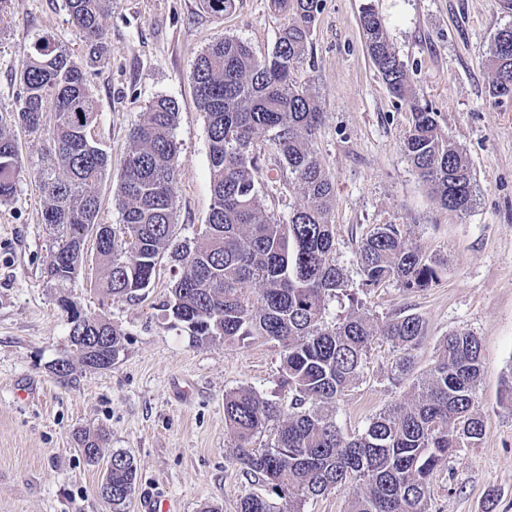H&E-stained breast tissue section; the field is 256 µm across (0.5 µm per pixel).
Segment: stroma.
Wrapping results in <instances>:
<instances>
[{"mask_svg": "<svg viewBox=\"0 0 512 512\" xmlns=\"http://www.w3.org/2000/svg\"><path fill=\"white\" fill-rule=\"evenodd\" d=\"M364 2L323 0L298 71L299 83L322 102L313 147L336 182V261L350 293L330 304L329 317L344 319L356 307L378 323L415 314L424 338L406 375L396 369V349L376 339L358 380L335 406L336 421L345 435L363 432L386 407L411 403L415 383L438 359L443 336H479L484 371L477 397L485 433L476 447L449 459L428 494L436 512H512V402L504 397L512 380V102L489 103L485 62L494 33L512 24V12L499 0H375L418 92L469 159L477 196L462 215L433 198L402 151L410 114L364 50ZM284 22L268 0H234L220 16L204 10L201 0H117L103 21L108 57L91 77L98 103L92 135L111 159L98 223L119 224L114 196L130 132L145 107L169 97L179 105L174 235L200 242L211 192L208 123L190 79L194 60L224 35L265 55ZM43 33L82 55L66 0H6L0 8V112L13 108L17 72ZM17 138L24 171L13 199L0 204V512H109L100 483L116 450L131 454L137 465L134 498L163 496L175 512H199L207 501L239 512L252 485L224 427V395L250 387L278 398V346L193 341L160 309L173 285L170 258L160 260L145 297L136 301L101 302L89 269L68 295L128 340L111 368L78 365L69 381L60 382L52 364L74 355L57 290L44 273L54 235L42 222L36 174L46 160L47 135L21 131ZM380 224L403 225L410 240L447 259L440 282L420 292L392 282L363 289L357 252ZM99 430L108 442L102 462L92 465L75 434Z\"/></svg>", "mask_w": 512, "mask_h": 512, "instance_id": "stroma-1", "label": "stroma"}]
</instances>
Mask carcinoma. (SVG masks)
Returning <instances> with one entry per match:
<instances>
[{
    "instance_id": "1",
    "label": "carcinoma",
    "mask_w": 512,
    "mask_h": 512,
    "mask_svg": "<svg viewBox=\"0 0 512 512\" xmlns=\"http://www.w3.org/2000/svg\"><path fill=\"white\" fill-rule=\"evenodd\" d=\"M113 5L114 0H67L86 55L77 61L50 37H35L19 70L14 109L0 114V204L12 200L22 172L18 142L8 126L38 133L44 113L54 114L47 165L37 180L42 220L53 227L56 239L45 274L61 289L83 271L85 225L96 223L101 205L108 155L91 135L97 101L88 72L107 48L101 20ZM269 7L288 22L266 55H255L240 38L224 36L193 63L196 102L209 130L211 207L203 242L191 246L174 237L179 150L173 131L179 106L160 97L140 113L130 134L115 195L120 225L96 244L94 286L106 300L140 298L167 254L177 273L163 308L194 341L278 345L279 383L290 396L288 404L252 388L224 395V425L235 460L261 487L241 498L239 512H304L307 500L353 482L363 490L347 512H433L428 495L433 475L448 466L457 449L477 445L484 435L476 409L481 342L471 333L448 334L439 343L434 367L414 387L411 404L386 408L354 436L338 427L334 405L358 379L374 340L382 337L399 351L397 369L405 375L422 342L423 322L408 314L376 324L356 310L342 321L327 318L330 300L347 291L334 247L335 182L313 148L321 103L296 77L321 0H270ZM359 24L373 67L411 114L403 152L441 206L468 212L475 180L465 153L448 139L438 113L417 92L372 3L363 6ZM486 60L492 76L489 98L495 104L512 100L511 24L497 29ZM265 152L299 191L278 222L264 201L270 193L282 198L284 192L278 179L263 176L259 160ZM358 263L362 287L394 281L407 291L438 284L446 266L409 241L398 224L374 228L359 246ZM57 302L83 367L92 369L94 362L76 336L108 337L117 358L125 332L103 317L87 315L63 293ZM271 422L277 424L274 442L254 447L256 435ZM105 441L102 433L77 438L89 463L99 461ZM110 461L100 494L111 512H127L137 467L124 451L113 452Z\"/></svg>"
}]
</instances>
